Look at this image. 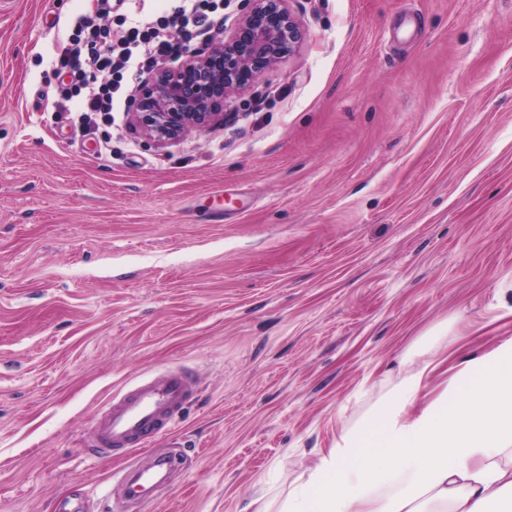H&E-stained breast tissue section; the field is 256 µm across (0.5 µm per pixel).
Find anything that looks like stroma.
Masks as SVG:
<instances>
[{
	"mask_svg": "<svg viewBox=\"0 0 512 512\" xmlns=\"http://www.w3.org/2000/svg\"><path fill=\"white\" fill-rule=\"evenodd\" d=\"M287 5L295 52L160 148L55 109L94 0H0V512H117L167 453L135 512H275L405 360L444 358L428 401L512 337V0ZM170 369L172 435L101 457L97 414ZM176 464L177 458L175 455L155 456L138 461L120 479L119 486L123 492L122 502L124 504L139 503L146 496V489L139 481L150 469L155 467L171 469Z\"/></svg>",
	"mask_w": 512,
	"mask_h": 512,
	"instance_id": "obj_1",
	"label": "stroma"
}]
</instances>
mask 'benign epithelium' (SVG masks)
<instances>
[{
	"label": "benign epithelium",
	"mask_w": 512,
	"mask_h": 512,
	"mask_svg": "<svg viewBox=\"0 0 512 512\" xmlns=\"http://www.w3.org/2000/svg\"><path fill=\"white\" fill-rule=\"evenodd\" d=\"M286 0H248L224 39L190 52L144 82L131 100L134 124L157 146L210 125L231 95L254 84L301 39Z\"/></svg>",
	"instance_id": "obj_1"
}]
</instances>
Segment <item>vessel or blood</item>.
Returning a JSON list of instances; mask_svg holds the SVG:
<instances>
[{"label": "vessel or blood", "instance_id": "vessel-or-blood-1", "mask_svg": "<svg viewBox=\"0 0 512 512\" xmlns=\"http://www.w3.org/2000/svg\"><path fill=\"white\" fill-rule=\"evenodd\" d=\"M190 393L188 377L169 373L139 381L113 397L94 427L100 452L111 453L133 444L145 447L167 436ZM176 463V456L165 455L134 464L119 482L123 503L134 504L145 497L146 489L141 479L150 469H170Z\"/></svg>", "mask_w": 512, "mask_h": 512}]
</instances>
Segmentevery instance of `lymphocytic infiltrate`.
I'll return each instance as SVG.
<instances>
[{"label": "lymphocytic infiltrate", "mask_w": 512, "mask_h": 512, "mask_svg": "<svg viewBox=\"0 0 512 512\" xmlns=\"http://www.w3.org/2000/svg\"><path fill=\"white\" fill-rule=\"evenodd\" d=\"M95 18L79 17L58 55L67 76L55 88L56 106L76 103L81 120L111 119L127 82L146 70L178 62L191 43L223 25L227 0H168L159 16H145L146 0H96Z\"/></svg>", "instance_id": "f902f5d3"}]
</instances>
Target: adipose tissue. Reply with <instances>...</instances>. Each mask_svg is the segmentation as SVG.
<instances>
[{
  "label": "adipose tissue",
  "mask_w": 512,
  "mask_h": 512,
  "mask_svg": "<svg viewBox=\"0 0 512 512\" xmlns=\"http://www.w3.org/2000/svg\"><path fill=\"white\" fill-rule=\"evenodd\" d=\"M440 362L417 367L301 475L278 512H512V338L467 352L420 402Z\"/></svg>",
  "instance_id": "1"
}]
</instances>
